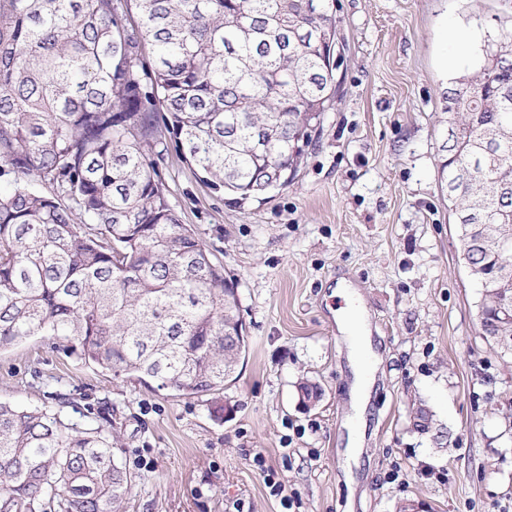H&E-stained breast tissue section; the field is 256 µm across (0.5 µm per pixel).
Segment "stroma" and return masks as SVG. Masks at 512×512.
Returning <instances> with one entry per match:
<instances>
[{
	"label": "stroma",
	"mask_w": 512,
	"mask_h": 512,
	"mask_svg": "<svg viewBox=\"0 0 512 512\" xmlns=\"http://www.w3.org/2000/svg\"><path fill=\"white\" fill-rule=\"evenodd\" d=\"M333 19L342 86L288 186L239 205L167 132L146 149L238 290L248 347L224 390L232 416L114 377L52 336L0 351V402L61 393L68 420L102 427L132 476L121 512H286L258 453L295 512H512V357L482 335L439 179L448 90L512 32V0H336ZM342 280L378 361L360 410ZM305 379L321 390L309 409ZM254 464L262 471L267 472L265 475V484L268 488H270V493L272 496H280L281 501H283L284 504L288 505V509L293 506L294 501H292L291 497L287 494H284L286 492V485L283 480H280L274 472L265 470V460L262 455L256 454L253 458Z\"/></svg>",
	"instance_id": "35a3bbf8"
}]
</instances>
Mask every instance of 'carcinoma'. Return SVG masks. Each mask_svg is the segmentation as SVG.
<instances>
[{
    "instance_id": "cac0c4a2",
    "label": "carcinoma",
    "mask_w": 512,
    "mask_h": 512,
    "mask_svg": "<svg viewBox=\"0 0 512 512\" xmlns=\"http://www.w3.org/2000/svg\"><path fill=\"white\" fill-rule=\"evenodd\" d=\"M0 0V350L50 334L113 374L206 397L224 418L243 328L224 266L180 222L145 145L159 128L216 191L244 204L277 165L296 177L320 130L309 113L338 88L328 0ZM152 65L143 67L144 48ZM512 34L458 79L462 129L441 175L449 205L492 214L472 242L482 281L512 268ZM131 474L100 427L63 406L0 402V512H117Z\"/></svg>"
}]
</instances>
